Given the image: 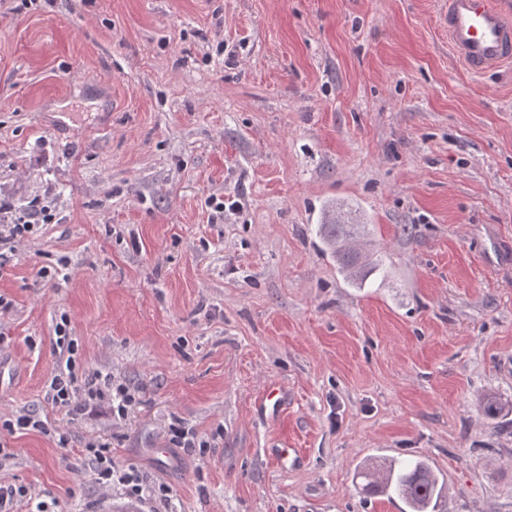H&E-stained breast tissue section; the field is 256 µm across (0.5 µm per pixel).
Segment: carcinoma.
Masks as SVG:
<instances>
[{
  "label": "carcinoma",
  "instance_id": "cac0c4a2",
  "mask_svg": "<svg viewBox=\"0 0 512 512\" xmlns=\"http://www.w3.org/2000/svg\"><path fill=\"white\" fill-rule=\"evenodd\" d=\"M319 233L346 277L353 284L364 286L366 275L363 271L369 256L362 257L348 250L346 243L369 234L368 225L354 224L347 219L341 224H322ZM360 477L364 480L362 494L369 497L383 493L396 497L404 505L402 512H437L444 491L438 474L425 460L369 463L361 468Z\"/></svg>",
  "mask_w": 512,
  "mask_h": 512
}]
</instances>
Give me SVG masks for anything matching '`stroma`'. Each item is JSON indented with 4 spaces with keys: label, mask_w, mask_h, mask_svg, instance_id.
<instances>
[{
    "label": "stroma",
    "mask_w": 512,
    "mask_h": 512,
    "mask_svg": "<svg viewBox=\"0 0 512 512\" xmlns=\"http://www.w3.org/2000/svg\"><path fill=\"white\" fill-rule=\"evenodd\" d=\"M447 13L0 0V220L52 216L0 248L12 512L123 505L97 439L170 512H401L356 473L417 458L440 512H512V65L471 74ZM339 211L384 256L369 286L323 249ZM63 317L87 377L137 390L124 419L52 404ZM22 415L47 432L3 429ZM175 417L206 447L157 454ZM85 448H88V465L100 486L119 491L123 498L143 503L168 501V487L154 483L138 468L124 469L115 464L110 442L91 441Z\"/></svg>",
    "instance_id": "obj_1"
}]
</instances>
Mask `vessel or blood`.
Masks as SVG:
<instances>
[{"mask_svg":"<svg viewBox=\"0 0 512 512\" xmlns=\"http://www.w3.org/2000/svg\"><path fill=\"white\" fill-rule=\"evenodd\" d=\"M448 45L476 75L512 62V15L493 0H448Z\"/></svg>","mask_w":512,"mask_h":512,"instance_id":"b4317fda","label":"vessel or blood"}]
</instances>
